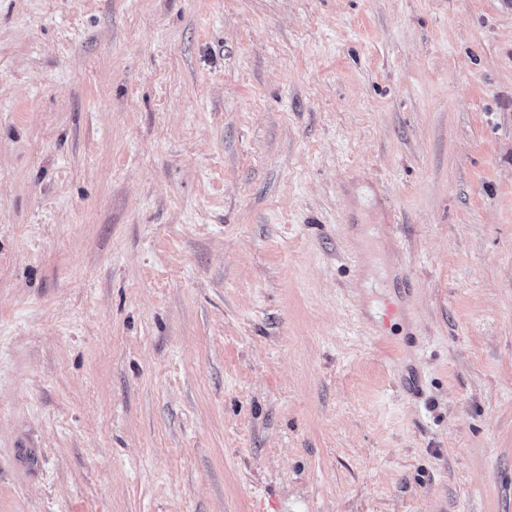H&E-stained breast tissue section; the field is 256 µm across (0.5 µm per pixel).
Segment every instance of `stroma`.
Instances as JSON below:
<instances>
[{"mask_svg": "<svg viewBox=\"0 0 512 512\" xmlns=\"http://www.w3.org/2000/svg\"><path fill=\"white\" fill-rule=\"evenodd\" d=\"M0 512H512V0H0Z\"/></svg>", "mask_w": 512, "mask_h": 512, "instance_id": "obj_1", "label": "stroma"}]
</instances>
